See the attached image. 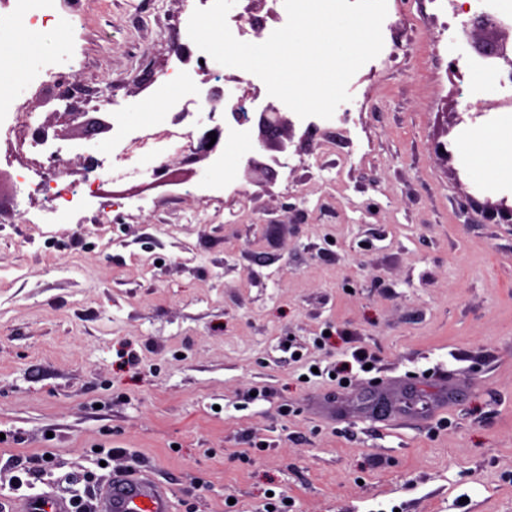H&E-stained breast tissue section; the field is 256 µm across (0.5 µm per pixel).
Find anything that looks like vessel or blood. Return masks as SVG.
Returning a JSON list of instances; mask_svg holds the SVG:
<instances>
[{
  "instance_id": "b4317fda",
  "label": "vessel or blood",
  "mask_w": 512,
  "mask_h": 512,
  "mask_svg": "<svg viewBox=\"0 0 512 512\" xmlns=\"http://www.w3.org/2000/svg\"><path fill=\"white\" fill-rule=\"evenodd\" d=\"M17 512H72L68 498L46 492L26 499ZM96 512H171V501L164 486L130 469L113 474L110 484L99 493Z\"/></svg>"
}]
</instances>
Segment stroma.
Returning a JSON list of instances; mask_svg holds the SVG:
<instances>
[{
    "label": "stroma",
    "instance_id": "35a3bbf8",
    "mask_svg": "<svg viewBox=\"0 0 512 512\" xmlns=\"http://www.w3.org/2000/svg\"><path fill=\"white\" fill-rule=\"evenodd\" d=\"M54 4L67 97L24 112L64 148L109 142L116 112L170 127L137 105L198 0ZM389 9L344 120L282 127V167L251 128L239 195L197 190L207 159L177 151L73 224L0 186V512L48 489L92 506L129 467L173 512H512V184L460 149L505 95L472 98L450 63L475 49L431 0ZM357 349L370 368L336 376Z\"/></svg>",
    "mask_w": 512,
    "mask_h": 512
}]
</instances>
